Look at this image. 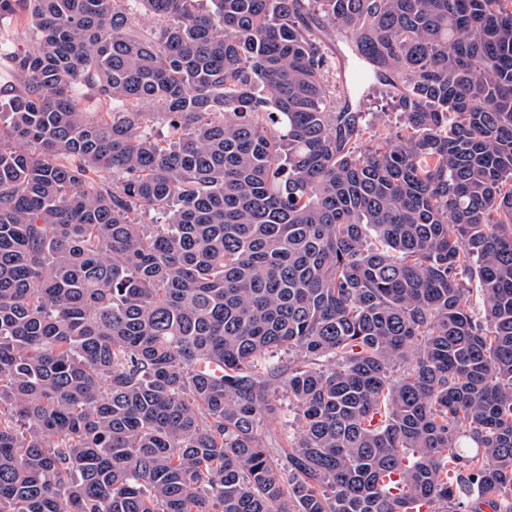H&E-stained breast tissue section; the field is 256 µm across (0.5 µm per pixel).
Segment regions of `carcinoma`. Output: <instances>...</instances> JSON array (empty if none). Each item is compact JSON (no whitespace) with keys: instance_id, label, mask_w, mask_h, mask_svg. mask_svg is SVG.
Instances as JSON below:
<instances>
[{"instance_id":"1","label":"carcinoma","mask_w":512,"mask_h":512,"mask_svg":"<svg viewBox=\"0 0 512 512\" xmlns=\"http://www.w3.org/2000/svg\"><path fill=\"white\" fill-rule=\"evenodd\" d=\"M19 17L0 512H512V0H0ZM324 41H325L324 50H325L326 54L328 55L330 62H331V68L329 70V73L327 74V77H328L330 83L332 84V83H335L336 80L337 81L339 80V74L343 70V67L345 66L347 69L348 67H351L352 63L350 60L347 61V58H345L343 60L342 57L340 56L339 53H341V55H343V53L339 51V49H340V47H342V45L340 43H339V45H336V36L335 37L332 36L331 39L326 38V39H324ZM380 88H384V86H381L378 83L371 87V89L368 91V95L371 97L365 98V103L362 110L363 112L381 113L382 116L378 124V130L385 133L394 132L399 126V112H397L391 106H386V101L381 100L378 92L376 94L375 90Z\"/></svg>"}]
</instances>
